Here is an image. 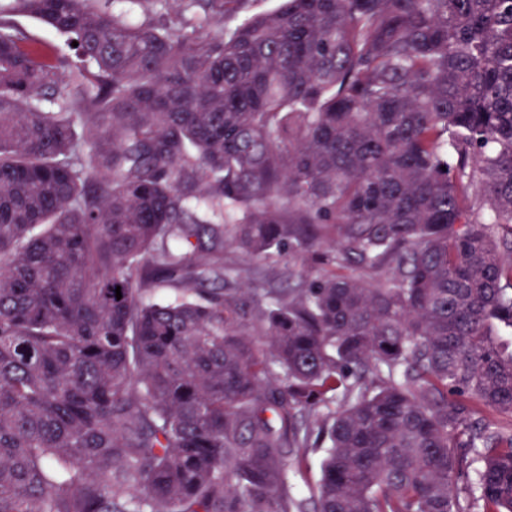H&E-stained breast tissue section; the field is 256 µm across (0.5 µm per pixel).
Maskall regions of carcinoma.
Segmentation results:
<instances>
[{
    "instance_id": "obj_1",
    "label": "carcinoma",
    "mask_w": 512,
    "mask_h": 512,
    "mask_svg": "<svg viewBox=\"0 0 512 512\" xmlns=\"http://www.w3.org/2000/svg\"><path fill=\"white\" fill-rule=\"evenodd\" d=\"M256 3L0 0V512H512V0ZM321 459L320 450L311 452L308 456L306 468L293 481L299 492L306 498H310L320 484L322 477Z\"/></svg>"
}]
</instances>
